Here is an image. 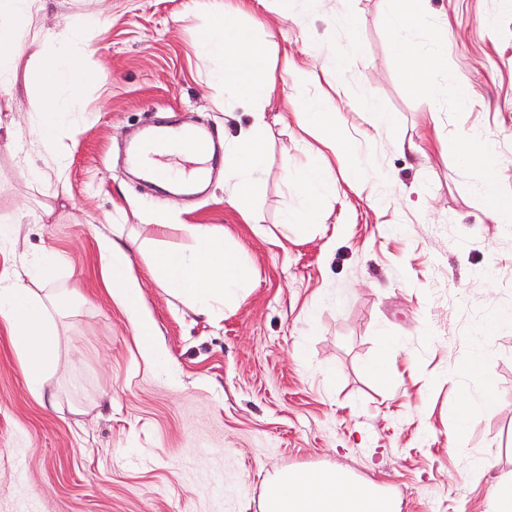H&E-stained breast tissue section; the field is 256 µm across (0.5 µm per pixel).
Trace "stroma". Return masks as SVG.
<instances>
[{
  "instance_id": "obj_1",
  "label": "stroma",
  "mask_w": 512,
  "mask_h": 512,
  "mask_svg": "<svg viewBox=\"0 0 512 512\" xmlns=\"http://www.w3.org/2000/svg\"><path fill=\"white\" fill-rule=\"evenodd\" d=\"M392 7L253 0L239 19L256 38L272 35L275 82L328 102L337 135L369 169L351 188L332 163L326 208L288 227L299 198L286 173L305 160V133L280 92L264 101L269 163L254 223L227 203L221 160L190 195L127 166L145 124L198 126L225 148L253 122L212 83L217 59L193 53L207 0H48L38 23L50 30L100 14L78 61L90 79L58 132L63 186L28 182L21 168L47 159L27 140L25 84L39 62L22 59L13 92L23 140L0 139V217H21L15 252L55 254L59 287L78 296L59 321V366L42 395L0 324V512L32 500L39 512H262L276 474L331 469L373 484L398 512H486L493 485L512 477V326L478 329L512 309V234L490 217L454 139H494L498 192L512 199V0H428L416 37L447 28L448 53L424 93L408 88L393 53ZM287 53L303 71L283 73ZM459 82L473 99H460ZM368 101L390 114L387 129L368 123ZM111 224L173 247L190 246L184 225L216 228L249 266L248 291L218 318L196 314L152 278L149 253L132 251L161 349L152 360L102 284L97 238ZM387 336L397 344L384 381L366 365ZM477 349L498 405L474 415L459 453L454 410L483 384L445 374ZM477 457L491 469L472 472Z\"/></svg>"
}]
</instances>
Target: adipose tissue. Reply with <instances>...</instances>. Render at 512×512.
I'll return each mask as SVG.
<instances>
[{
	"instance_id": "ef3b65f1",
	"label": "adipose tissue",
	"mask_w": 512,
	"mask_h": 512,
	"mask_svg": "<svg viewBox=\"0 0 512 512\" xmlns=\"http://www.w3.org/2000/svg\"><path fill=\"white\" fill-rule=\"evenodd\" d=\"M424 0H395L386 19L396 34L395 55L402 61L410 89L422 92L431 75L439 69L447 45L445 29H433L428 42L408 38L409 30L424 26ZM43 0H0V41H8V50L0 49V84L16 73L22 58L33 54L40 61L38 89L39 112L31 136L49 160L44 169H23L28 180L62 174L67 158L56 149V134L64 121L61 101L78 96L87 76L75 62L86 54L81 30L96 27L98 16L83 17L79 24L58 30H46L38 24ZM244 11L242 0H210L209 23L195 42L202 56H216L221 67L215 79L225 92L248 97L254 122L240 131L224 155V166L234 173L229 203L245 222L253 220V201L261 174L268 161L259 137L265 125L258 106L264 84L261 80L267 43L250 37L240 26ZM301 129L325 130L320 146L306 145V161L296 171L295 189L301 199L300 210L291 213L294 221L314 216L327 204L324 187L330 179L329 160L350 157L347 142L332 137L334 113L316 99L287 94ZM459 159L477 167L491 213L498 223L512 222V209L499 205L496 195L497 161L485 141L466 134L455 140ZM194 240L190 251L157 248L150 271L172 296L189 303L201 315L213 316L233 301L248 284L250 271L238 252L225 243L223 235L203 224L188 225ZM121 225L100 234L101 274L110 296L124 305L142 350L157 356L156 330L151 318L140 309L139 286L133 274L127 245L118 241ZM59 279V263L45 255L35 264L0 270V322L10 333L11 345L20 362L32 393H41L46 373L58 363L61 336L58 320L64 314L57 301L45 289ZM263 512H394L390 499L361 483H351L343 472L293 471L279 475L268 486Z\"/></svg>"
}]
</instances>
